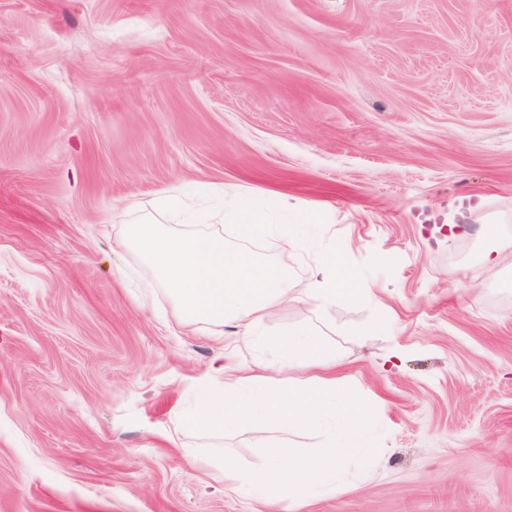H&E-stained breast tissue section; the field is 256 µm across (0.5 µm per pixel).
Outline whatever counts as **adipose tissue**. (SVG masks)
I'll return each instance as SVG.
<instances>
[{
  "mask_svg": "<svg viewBox=\"0 0 512 512\" xmlns=\"http://www.w3.org/2000/svg\"><path fill=\"white\" fill-rule=\"evenodd\" d=\"M126 243L152 259L178 291L182 315L193 321L223 324L230 319L243 328L262 355L252 368L233 361L231 355H216L208 366L211 388L199 397L197 410L184 418L185 427L219 435L243 421L261 416L280 427H316L331 410L341 424L320 456L296 455L286 443L267 447L260 463L241 472L233 455L224 457V477L237 496L264 504L268 512H280L282 504L296 506L306 498L335 494L344 485L343 466L368 441L363 432L361 405L338 398L335 377L317 378L315 385L288 391L279 376L296 364L314 368L335 367L336 350L314 329L289 332L287 338L271 340L262 326L275 307L287 301V267L225 245L222 235L212 232H169L160 221L143 216L128 227ZM320 280L302 289L301 298L317 310L335 306L339 299H363L344 258L323 255Z\"/></svg>",
  "mask_w": 512,
  "mask_h": 512,
  "instance_id": "ef3b65f1",
  "label": "adipose tissue"
}]
</instances>
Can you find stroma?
<instances>
[{"instance_id":"35a3bbf8","label":"stroma","mask_w":512,"mask_h":512,"mask_svg":"<svg viewBox=\"0 0 512 512\" xmlns=\"http://www.w3.org/2000/svg\"><path fill=\"white\" fill-rule=\"evenodd\" d=\"M171 196L297 228L211 227L291 287L333 248L368 290L264 323L335 346L372 438L297 512H512V0H0V512H257L225 454L329 445L179 424L257 351L119 247Z\"/></svg>"}]
</instances>
